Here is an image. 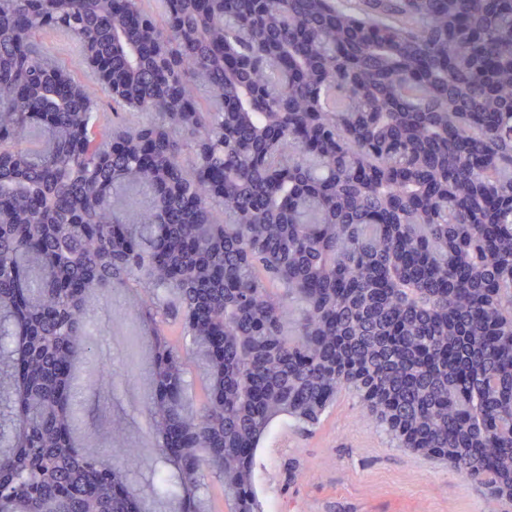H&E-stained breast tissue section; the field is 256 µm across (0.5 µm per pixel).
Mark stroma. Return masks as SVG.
Returning <instances> with one entry per match:
<instances>
[{"label":"stroma","mask_w":512,"mask_h":512,"mask_svg":"<svg viewBox=\"0 0 512 512\" xmlns=\"http://www.w3.org/2000/svg\"><path fill=\"white\" fill-rule=\"evenodd\" d=\"M39 40L72 65L80 83L97 86L93 73L78 64L81 47L73 35L48 30ZM91 319L96 341L75 370L81 392L75 436L81 446L118 459L124 449H135L129 491L151 500L153 512H168L153 494L157 440L145 419L152 347L132 291L113 289L109 304L94 310ZM104 362L111 377L101 386L96 369ZM109 421L121 425L122 443H113L105 432ZM255 477L263 512L273 504L279 512H499L448 465L401 447L348 391L317 425L300 428L285 418L275 420L256 450Z\"/></svg>","instance_id":"obj_1"}]
</instances>
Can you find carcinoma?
<instances>
[{
  "instance_id": "cac0c4a2",
  "label": "carcinoma",
  "mask_w": 512,
  "mask_h": 512,
  "mask_svg": "<svg viewBox=\"0 0 512 512\" xmlns=\"http://www.w3.org/2000/svg\"><path fill=\"white\" fill-rule=\"evenodd\" d=\"M0 0V512H132L77 448L92 302L136 292L158 494L260 512L254 448L360 394L386 431L512 489V0ZM90 45L147 116L116 135L37 41ZM243 61L225 82L224 49ZM291 53L307 71L280 78ZM241 97L243 111L224 102ZM224 330V353H208ZM195 364L201 393H193Z\"/></svg>"
}]
</instances>
